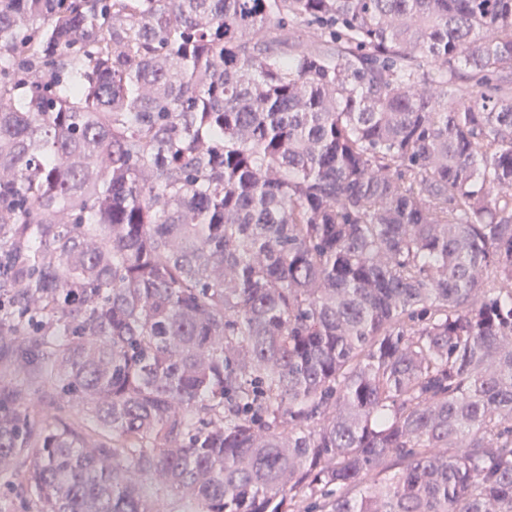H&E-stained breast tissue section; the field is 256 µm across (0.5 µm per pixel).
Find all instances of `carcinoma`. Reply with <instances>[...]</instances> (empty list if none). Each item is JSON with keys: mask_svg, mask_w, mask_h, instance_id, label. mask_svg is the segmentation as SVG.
Returning a JSON list of instances; mask_svg holds the SVG:
<instances>
[{"mask_svg": "<svg viewBox=\"0 0 512 512\" xmlns=\"http://www.w3.org/2000/svg\"><path fill=\"white\" fill-rule=\"evenodd\" d=\"M27 327L37 512H512V0H0ZM14 385H21L26 391L21 410L31 421L47 422L58 416L77 418L81 415L76 402L69 397L62 400L57 393L49 396L43 382L33 379L30 358L24 360L11 352H3L0 356V386Z\"/></svg>", "mask_w": 512, "mask_h": 512, "instance_id": "cac0c4a2", "label": "carcinoma"}]
</instances>
